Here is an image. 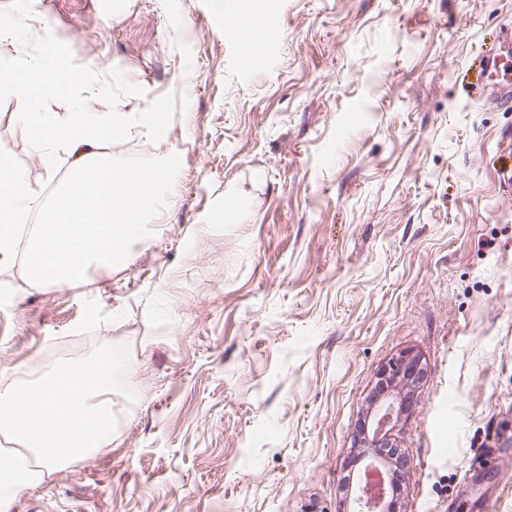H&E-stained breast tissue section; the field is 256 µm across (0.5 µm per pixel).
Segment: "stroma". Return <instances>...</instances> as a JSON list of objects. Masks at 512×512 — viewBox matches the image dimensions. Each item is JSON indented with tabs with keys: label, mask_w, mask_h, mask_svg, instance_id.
<instances>
[{
	"label": "stroma",
	"mask_w": 512,
	"mask_h": 512,
	"mask_svg": "<svg viewBox=\"0 0 512 512\" xmlns=\"http://www.w3.org/2000/svg\"><path fill=\"white\" fill-rule=\"evenodd\" d=\"M278 37L224 36L215 0H54L76 62L172 92L168 223L128 265L0 284V372L112 360V444L20 491L12 512H350L354 442L381 369L424 375L390 432L396 512H512V109L472 61L512 0H242ZM6 98L9 153L43 167ZM423 374L419 359L410 354L392 360L381 372V381L392 386L397 382L413 384Z\"/></svg>",
	"instance_id": "35a3bbf8"
}]
</instances>
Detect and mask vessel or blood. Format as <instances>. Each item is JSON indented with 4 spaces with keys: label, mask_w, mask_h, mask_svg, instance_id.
Here are the masks:
<instances>
[{
    "label": "vessel or blood",
    "mask_w": 512,
    "mask_h": 512,
    "mask_svg": "<svg viewBox=\"0 0 512 512\" xmlns=\"http://www.w3.org/2000/svg\"><path fill=\"white\" fill-rule=\"evenodd\" d=\"M278 34L268 19L253 18L248 29L237 25L224 28V35L241 43L270 42ZM481 70L485 77L484 102L500 109H512V28H504L497 39L481 51Z\"/></svg>",
    "instance_id": "b4317fda"
}]
</instances>
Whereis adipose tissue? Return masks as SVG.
Listing matches in <instances>:
<instances>
[{
	"instance_id": "ef3b65f1",
	"label": "adipose tissue",
	"mask_w": 512,
	"mask_h": 512,
	"mask_svg": "<svg viewBox=\"0 0 512 512\" xmlns=\"http://www.w3.org/2000/svg\"><path fill=\"white\" fill-rule=\"evenodd\" d=\"M111 371V362L97 360L67 367L37 385L0 377V434L20 440L37 457L32 468L0 458V512H10L20 490L111 443Z\"/></svg>"
}]
</instances>
